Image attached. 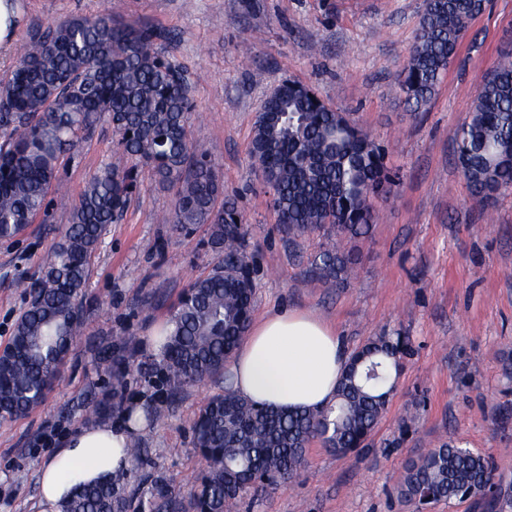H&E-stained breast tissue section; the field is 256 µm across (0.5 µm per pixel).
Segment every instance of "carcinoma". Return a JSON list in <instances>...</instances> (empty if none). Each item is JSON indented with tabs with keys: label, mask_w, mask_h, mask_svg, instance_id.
<instances>
[{
	"label": "carcinoma",
	"mask_w": 512,
	"mask_h": 512,
	"mask_svg": "<svg viewBox=\"0 0 512 512\" xmlns=\"http://www.w3.org/2000/svg\"><path fill=\"white\" fill-rule=\"evenodd\" d=\"M482 0H425L400 82L413 111L436 94ZM257 119L251 156L272 191L271 204L288 233L321 232L322 249L309 272L347 279L357 264L342 242L369 231L372 199L390 192L394 177L384 150L307 86L281 83ZM192 110L183 70L150 35L116 22L112 13L49 24L27 43L0 91V240L25 231L49 205L64 156L99 120L118 136L114 155L86 181L69 208L61 239L26 288L10 352L0 360V417L25 415L43 403L84 324L90 260L107 225L122 213L141 171L177 186L169 222L178 230L205 224L217 262L196 277L173 306L162 337L159 370L175 399L185 387L219 379L254 312L252 257L234 203L223 193L207 150L188 134ZM455 157L472 196L490 202L512 188V52H504L477 86L468 120L455 137ZM411 355L406 337L383 332L354 351L336 404L320 410L275 411L239 396L230 383L210 397L193 422L195 448L206 462L184 499L154 481L149 512H231L247 491L291 483L320 440L338 454L368 445L394 388L392 374ZM101 365L117 385L128 374L107 353ZM106 392L94 415L120 409ZM126 474L88 484L65 512H128ZM495 468L489 457L452 441L407 462L399 498L418 506L420 491L452 501L469 494L495 512Z\"/></svg>",
	"instance_id": "cac0c4a2"
}]
</instances>
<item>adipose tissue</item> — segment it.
<instances>
[{"instance_id": "obj_1", "label": "adipose tissue", "mask_w": 512, "mask_h": 512, "mask_svg": "<svg viewBox=\"0 0 512 512\" xmlns=\"http://www.w3.org/2000/svg\"><path fill=\"white\" fill-rule=\"evenodd\" d=\"M348 357L335 330L296 309L267 314L252 324L230 360L238 392L279 409L322 408L335 400ZM139 417L103 420L64 438L39 475L37 512H62L75 487L130 467L128 449Z\"/></svg>"}]
</instances>
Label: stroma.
I'll use <instances>...</instances> for the list:
<instances>
[{
	"label": "stroma",
	"mask_w": 512,
	"mask_h": 512,
	"mask_svg": "<svg viewBox=\"0 0 512 512\" xmlns=\"http://www.w3.org/2000/svg\"><path fill=\"white\" fill-rule=\"evenodd\" d=\"M15 49L0 54V86L38 30L69 17L112 11L116 21L157 33L165 56L186 74L193 140L204 143L225 198L249 228L255 257L254 314L306 310L336 329L347 351L383 332L408 336L413 354L396 378L373 447L345 457L312 442L299 477L275 490L248 491L236 512H412L396 487L406 458L448 440L490 456L498 477L497 512H512V189L492 205L470 195L454 157L476 86L501 52L512 50V0H488L470 24L432 101L413 112L398 92L424 0H18ZM291 79L370 134L396 175L374 201L370 230L355 242V276L332 283L311 276L322 238L299 239L278 224L271 191L250 155L265 98ZM115 134L93 127L64 158L45 212L12 241H0V348L28 296L19 282L37 275L58 242L68 208L89 175L107 163ZM175 189L142 176L120 219L109 224L86 290L101 308L87 312L82 335L39 407L0 420V512H34L43 463L61 439L94 423L84 408L111 390L100 359L118 336L130 369L122 409L167 404L163 422L135 436L145 470L129 488L148 501L162 479L187 494L205 463L191 426L222 384L185 388L167 403L157 377H140L151 330L165 321L191 279L215 255L206 227L185 233L166 217Z\"/></svg>",
	"instance_id": "stroma-1"
}]
</instances>
